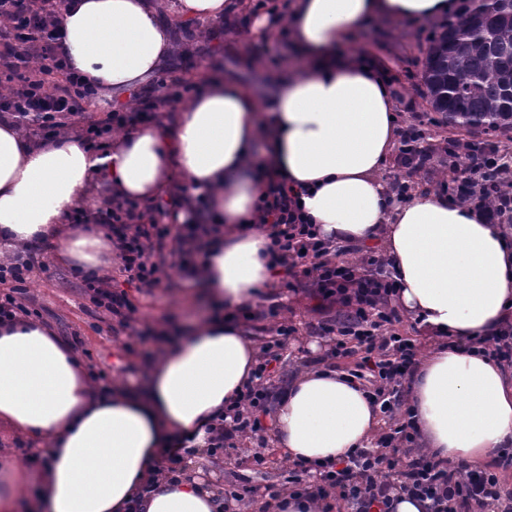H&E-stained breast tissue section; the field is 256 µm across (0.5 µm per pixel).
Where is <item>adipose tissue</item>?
Masks as SVG:
<instances>
[{"label":"adipose tissue","mask_w":512,"mask_h":512,"mask_svg":"<svg viewBox=\"0 0 512 512\" xmlns=\"http://www.w3.org/2000/svg\"><path fill=\"white\" fill-rule=\"evenodd\" d=\"M458 8L288 0L281 20L301 60L265 97L210 77L175 124L133 123L102 152L77 135L36 141L0 119V258L43 244L96 269L103 236L68 221L94 181L118 202L168 201L171 224L197 223L202 201L222 223L199 270L212 312L182 336L159 324L161 351L139 386L101 384L43 322L0 326V422L47 443L32 466L0 462V512H217L224 488L199 466L206 430L254 383L260 360L231 312L271 286L268 232L254 222L258 166L293 192L320 238L380 242L396 304L434 340L410 383L421 447L473 466L512 447V374L461 347L512 322V234L444 195L395 196L380 176L398 139L395 102L382 69L347 46L365 23L431 22ZM60 28V52L106 101L156 75L175 50L155 0H67ZM381 424L361 386L322 365L293 377L272 417L284 457L319 465L370 447ZM187 436L192 459L161 477L162 453Z\"/></svg>","instance_id":"1"}]
</instances>
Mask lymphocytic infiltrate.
<instances>
[{"instance_id":"obj_1","label":"lymphocytic infiltrate","mask_w":512,"mask_h":512,"mask_svg":"<svg viewBox=\"0 0 512 512\" xmlns=\"http://www.w3.org/2000/svg\"><path fill=\"white\" fill-rule=\"evenodd\" d=\"M61 8V0H0V69L17 78L16 83L0 86V118L28 119L38 130L56 135L69 126L82 103L97 95L57 51ZM162 89V97L139 93L131 110H111L89 121L84 138L96 143L150 115L159 103L190 99L200 86L175 79ZM469 150L461 140L445 141L443 152L453 173L447 185L449 198L461 204L477 203L490 223L512 220V164L503 161L494 145L471 164ZM259 177L265 183L261 221L270 228L274 267L301 268L322 300L338 305L335 324L324 328L325 333L338 336L331 355L361 353L364 366L377 376L368 396L392 421L375 447L356 449L348 459L315 470L317 482L307 479L313 471L310 466L294 463L284 484L270 487V497L283 492L314 495L343 502L347 512H391V495L400 490L427 502L426 512H512V496H503L499 477L500 471L512 469L511 448L499 454L491 469L448 463L416 448L417 431L409 412L402 409L416 344L392 329L398 316L389 301L397 285L383 263L372 255L346 259L342 247L313 232L285 186L268 172H260ZM96 220L117 249L123 271L146 290L162 282L164 263L156 255L168 237L182 245L178 269L183 280H194L204 262L209 224H155L135 202L99 210ZM264 373V368H257V382L235 407L232 422L214 428L212 454L223 452L236 437L260 431L256 413L272 399L262 382Z\"/></svg>"}]
</instances>
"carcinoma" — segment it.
<instances>
[{
	"label": "carcinoma",
	"mask_w": 512,
	"mask_h": 512,
	"mask_svg": "<svg viewBox=\"0 0 512 512\" xmlns=\"http://www.w3.org/2000/svg\"><path fill=\"white\" fill-rule=\"evenodd\" d=\"M424 86L455 128L512 130V0L465 9L429 47Z\"/></svg>",
	"instance_id": "carcinoma-1"
}]
</instances>
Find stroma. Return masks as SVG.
Instances as JSON below:
<instances>
[{
	"instance_id": "35a3bbf8",
	"label": "stroma",
	"mask_w": 512,
	"mask_h": 512,
	"mask_svg": "<svg viewBox=\"0 0 512 512\" xmlns=\"http://www.w3.org/2000/svg\"><path fill=\"white\" fill-rule=\"evenodd\" d=\"M285 0H238L232 15L215 23H198L190 26L175 23V30H189L190 38L178 41L179 50L160 77L143 85L144 91L161 95V80L181 76L201 78L202 74L221 72L250 87L264 92L268 75L281 69V59L294 57L295 52L286 35L252 33L255 19L272 16ZM441 30L440 25H400L393 23H368L356 30L350 45L369 53L383 65L394 78L393 88L400 95L398 124L400 127L417 125L426 133V145H434L444 137L461 136L473 152L479 153L491 143H499L512 150V132H465L442 122L424 94L422 71L428 49ZM248 35L251 50L265 63V70L256 73L241 66L238 59L237 38ZM385 176L393 182L408 183L412 193L439 192L442 183L448 182L452 173L439 160H432L429 168L409 173L388 162ZM177 255L166 258V275L160 288L146 290L129 280L120 263L112 265V289L124 294L136 313L130 326H123L118 318L97 307L87 294L81 276L57 262L48 270L38 267L26 273L22 283V302L34 319L53 326L69 343L75 344L79 354L98 381L109 383L120 379L135 382L154 359L159 340L156 321L164 319L171 326L187 329L203 312L205 304L197 284L183 280L175 264ZM335 309H321L313 293L287 289L283 281H276L271 292L251 307L246 321L248 330L261 351V360L267 365L265 382L280 387L290 375L304 365L333 363L337 371L353 369L355 358L329 359L334 344L333 335L321 332L320 326L335 316ZM288 323L295 333L287 345L276 346V329ZM318 343V350H311V343ZM265 458L262 467L252 462L254 453ZM224 482L238 483L248 477L252 485L265 488L280 484L288 475V461L284 460L271 442L242 441L226 449L222 459Z\"/></svg>"
}]
</instances>
